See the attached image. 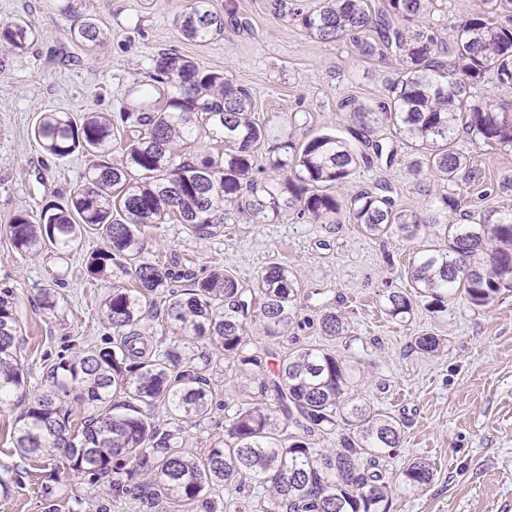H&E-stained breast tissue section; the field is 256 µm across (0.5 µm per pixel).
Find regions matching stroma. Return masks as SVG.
<instances>
[{
    "label": "stroma",
    "instance_id": "stroma-1",
    "mask_svg": "<svg viewBox=\"0 0 512 512\" xmlns=\"http://www.w3.org/2000/svg\"><path fill=\"white\" fill-rule=\"evenodd\" d=\"M188 0H82L78 12L61 11L59 0H0V20L28 19L37 37L22 58H8L0 74V288L18 297V360L29 393L49 386L58 355L102 344L109 331L100 303L105 285L89 284L85 259L101 245L85 234L63 255L19 252L9 223L22 211L35 212L61 201L84 181L88 160L81 153L58 159L47 154L32 130L42 113L121 111L135 99L133 90L162 50L189 56L204 69L223 70L233 83L250 88L255 114L270 126L292 125L296 139L327 132L348 138L349 123L339 108L353 96L372 104L394 76V61H365L350 41L323 43L310 38L288 14L295 0H211L223 15L224 34L206 46L183 37L176 23ZM483 8L482 0H437L430 22L439 38L452 41L453 27ZM92 18L107 37L88 50L72 38L74 27ZM378 136L396 145L390 129ZM482 171L480 181L460 184L468 207L512 211V196L497 184L512 174V149L463 144ZM410 154L398 149L392 163L359 167L337 196L388 182L397 204L424 212L426 198L408 173ZM145 256L162 265L189 266L199 276L224 269L252 285L273 262L286 264L301 284L294 307L309 325L285 336H268L259 318L245 332L267 353V377L280 358L305 347H324L354 365L353 394L364 396L400 423V453L395 465L422 457L434 466V480L422 492L392 487L390 512H512V293L493 306L473 307L463 296L448 299L447 312L418 311L406 323L386 318L379 308L385 286L404 287L408 264L426 232L410 240L370 239L351 221L309 224H228L199 241L183 225L144 229ZM54 289L57 306L45 309L42 294ZM333 309L349 323L347 336L328 340L314 320ZM432 333L445 339L436 355L414 349L415 337ZM206 376L213 394L212 418L188 428L187 446L202 453L229 428L228 409L240 398L234 371L212 362ZM27 399L12 398L0 409V473L12 482L0 496V512H43L42 482L55 493L102 504L109 512H142L131 501H113L103 484L89 485L72 472L51 481L42 463L13 451L12 435Z\"/></svg>",
    "mask_w": 512,
    "mask_h": 512
}]
</instances>
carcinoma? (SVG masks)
<instances>
[{"label":"carcinoma","mask_w":512,"mask_h":512,"mask_svg":"<svg viewBox=\"0 0 512 512\" xmlns=\"http://www.w3.org/2000/svg\"><path fill=\"white\" fill-rule=\"evenodd\" d=\"M488 9L466 19L453 46L437 40L426 23L433 0H322L295 7L292 20L311 38H347L364 59L398 57L399 74L373 105L341 101L358 151L322 133L304 142L277 134L255 117L254 98L224 72L200 68L171 51L151 59L139 100L117 116L45 112L34 137L61 159L78 151L89 157L85 183L64 202L36 213H18L10 224L14 246L24 253L50 246L69 250L84 232L104 246L85 259L87 280L112 283L101 302L112 338L100 347L59 355L52 382L30 400L14 431L13 447L25 458L53 461L92 485L110 478L115 500L139 503L147 512H390L386 463L396 455L401 428L394 417L350 395L352 365L334 350L303 348L285 354L274 378L264 377L265 351L246 339L244 321L259 311L265 334L288 332L300 291L287 266L272 263L252 288L221 269L198 277L145 259L142 228L174 221L206 240L240 215L250 224L294 217L334 224L344 211L373 238H410L423 225L435 239L415 253L411 289L385 288L382 312L404 322L418 310H448V292L487 307L512 293V213L489 211L478 221L461 212L458 179H481L458 148L467 137L477 146L512 147V27L495 16L512 0H486ZM183 36L205 46L224 34V17L210 0H190L181 16ZM35 33L22 22L0 23V48L22 57ZM76 42L98 45L105 32L88 18L73 30ZM492 84L495 94L478 100L471 88ZM393 126L416 156L411 175L428 197L420 215L396 204L391 187L361 188L341 201L328 192L347 183L357 167L381 155L378 129ZM207 138L223 147L214 154L190 143ZM119 141L120 158L112 157ZM266 148L265 166L257 165ZM433 179L428 185L425 179ZM147 314L179 329L171 341L142 330ZM323 335L348 333L345 317L324 311ZM16 295L0 289V405L26 394L16 355ZM424 354L442 339L415 338ZM233 364L243 379L242 396L230 415L226 438L203 454L186 448L184 424L210 419L212 391L204 374L212 358ZM273 389L276 402L261 400ZM92 409L72 418L70 402ZM164 410L172 428L155 421ZM345 431L339 448H317L311 436ZM253 494H234L245 479ZM400 483L419 491L434 480L424 459L400 470Z\"/></svg>","instance_id":"carcinoma-1"}]
</instances>
